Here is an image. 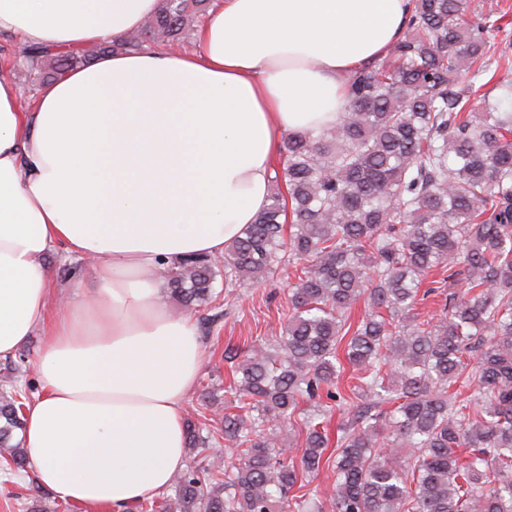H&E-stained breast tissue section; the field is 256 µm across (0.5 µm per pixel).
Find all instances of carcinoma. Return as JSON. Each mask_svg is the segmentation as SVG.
Here are the masks:
<instances>
[{
	"label": "carcinoma",
	"mask_w": 512,
	"mask_h": 512,
	"mask_svg": "<svg viewBox=\"0 0 512 512\" xmlns=\"http://www.w3.org/2000/svg\"><path fill=\"white\" fill-rule=\"evenodd\" d=\"M202 2L160 0L139 30L90 54L31 46L32 84L149 41L182 47ZM503 21L494 0H412L402 36L348 77L336 125L288 134L269 203L224 264L203 256L163 268L194 313L230 309L235 288L287 261L297 281L275 344L224 349V440L238 463L188 467L141 512H323L326 498L333 512H512V111L492 95L512 92L494 67ZM439 268L464 289L434 323L414 309ZM350 394L358 403L333 437L325 415ZM27 399L22 386L0 391L7 470L26 464ZM294 416L298 445L284 434ZM187 436L200 454L212 438L194 423ZM331 447L326 494L307 476L330 463Z\"/></svg>",
	"instance_id": "obj_1"
}]
</instances>
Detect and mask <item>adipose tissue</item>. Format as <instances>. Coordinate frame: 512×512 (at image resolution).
<instances>
[{
  "mask_svg": "<svg viewBox=\"0 0 512 512\" xmlns=\"http://www.w3.org/2000/svg\"><path fill=\"white\" fill-rule=\"evenodd\" d=\"M158 0H0V34L72 50L118 43ZM411 0H216L190 53L115 51L45 83L21 110L0 75V359L33 334L42 393L23 441L40 487L127 512L185 457L204 352L156 272L220 255L268 202L285 136L335 125L345 75L383 57ZM94 285L50 310L54 250Z\"/></svg>",
  "mask_w": 512,
  "mask_h": 512,
  "instance_id": "ef3b65f1",
  "label": "adipose tissue"
}]
</instances>
